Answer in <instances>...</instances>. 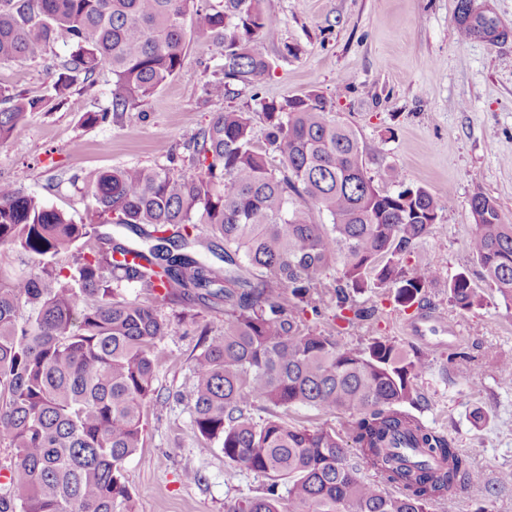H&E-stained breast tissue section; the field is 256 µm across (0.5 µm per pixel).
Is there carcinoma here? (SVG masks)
<instances>
[{
	"mask_svg": "<svg viewBox=\"0 0 512 512\" xmlns=\"http://www.w3.org/2000/svg\"><path fill=\"white\" fill-rule=\"evenodd\" d=\"M274 31L267 0H0V63L69 47L52 97L0 86V144L75 83L93 90L103 69L109 103L83 123L117 120L174 79L192 48L223 60L205 97L253 86ZM260 105L265 149L251 112L229 106L189 140L187 157L84 179L90 224H117L136 241H93L89 224L0 180V244L42 257L28 276L0 274V444L14 450L0 512H132L125 463L144 446L159 344L174 326L162 303L175 300L224 308L223 332H201L192 358L193 426L232 468L265 479L261 495L228 512H431L476 479L454 437L405 409L419 404L422 353L385 337L353 347L303 319L318 314L315 290L333 267L336 318L349 325L371 318L355 295L373 285L421 303L436 272L400 259L437 222L440 201L422 186H376L355 130L320 96ZM469 207L472 258L511 304L512 224L481 191ZM75 249L65 274L53 260ZM128 285L145 299H127ZM448 299L462 311L485 301L463 273L448 280ZM293 406L348 415L343 433L288 424L281 411ZM257 407L268 412L260 422Z\"/></svg>",
	"mask_w": 512,
	"mask_h": 512,
	"instance_id": "cac0c4a2",
	"label": "carcinoma"
}]
</instances>
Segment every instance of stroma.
<instances>
[{
    "instance_id": "35a3bbf8",
    "label": "stroma",
    "mask_w": 512,
    "mask_h": 512,
    "mask_svg": "<svg viewBox=\"0 0 512 512\" xmlns=\"http://www.w3.org/2000/svg\"><path fill=\"white\" fill-rule=\"evenodd\" d=\"M455 7L456 0H272L277 28L270 68L256 87L205 100L202 89L218 77L222 60L193 49L181 72L138 107L88 127L82 115L105 107L110 96L112 75L101 72L93 90L73 87L64 103L33 114L0 145V179L82 224L92 207L82 192L90 173L166 164L230 105L250 109L255 133L263 135L261 102L318 94L328 112L356 131L376 184L393 190L385 176L393 167L405 183L453 204L403 259L438 272L420 304L405 308L394 289L368 288L357 300L374 309L372 321L347 324L327 299L319 314H307V323L354 346L384 336L421 351L427 366L414 381L419 414L429 427L455 436L476 474L455 512H512V485L498 482L501 472L512 471V371L502 366L512 359V308L470 254L468 205L483 191L512 223V38L461 39ZM66 52L57 44L40 57L0 63V85L50 96L49 69ZM461 272L484 294L482 308L465 312L449 301L445 284ZM164 311L181 320L160 344L145 444L125 464L133 512H226L239 499L261 495L265 480L231 469L220 451L203 450L191 421V358L201 331L222 332L224 312L183 304ZM459 351L469 353L468 366L450 363ZM477 409L485 415L478 425ZM189 470L199 481L185 479Z\"/></svg>"
}]
</instances>
